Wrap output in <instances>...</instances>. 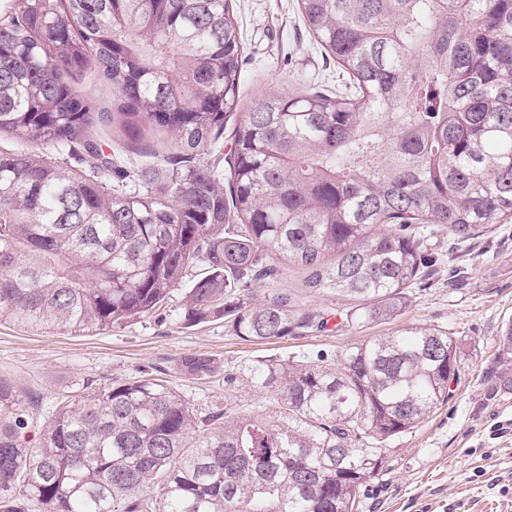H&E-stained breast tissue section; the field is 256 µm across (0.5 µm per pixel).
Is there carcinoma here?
<instances>
[{
    "label": "carcinoma",
    "instance_id": "1",
    "mask_svg": "<svg viewBox=\"0 0 512 512\" xmlns=\"http://www.w3.org/2000/svg\"><path fill=\"white\" fill-rule=\"evenodd\" d=\"M351 92L261 95L239 112L232 0H14L0 19V323L83 336L161 308L192 270L184 321L247 341L325 316L259 286L275 262L343 303L348 325L401 314L458 242L512 219V0H298ZM112 90L101 107L84 71ZM152 135L164 156L127 167ZM232 147L224 154V131ZM458 340L408 326L340 364L264 360L232 385L266 416L193 412L158 378L95 388L28 438L0 378V512H353L381 444L448 399ZM179 369L217 367L186 355ZM158 488L152 495L149 489Z\"/></svg>",
    "mask_w": 512,
    "mask_h": 512
}]
</instances>
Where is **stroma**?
<instances>
[{
  "label": "stroma",
  "instance_id": "35a3bbf8",
  "mask_svg": "<svg viewBox=\"0 0 512 512\" xmlns=\"http://www.w3.org/2000/svg\"><path fill=\"white\" fill-rule=\"evenodd\" d=\"M245 46L240 111L259 95L299 84L336 90L339 69L304 26L297 0H234ZM425 243L436 257L410 290L409 305L395 319L365 326L338 325L285 339L246 341L231 335L223 320L182 322L185 286H177L153 314L84 336L36 334L0 324V377L36 395L35 427L44 426L59 402L138 376L167 385L199 414L230 409L264 414L269 394L228 388L224 376L264 359L337 360L351 347L407 325L451 333L459 341V373L450 395L431 415L388 441L383 467L361 489L356 512H512V357L501 334L512 324V220L488 227L456 255L448 233ZM279 287L302 310L335 312L328 294H312L303 272L285 268ZM187 354H202L218 375L199 379L180 371Z\"/></svg>",
  "mask_w": 512,
  "mask_h": 512
}]
</instances>
